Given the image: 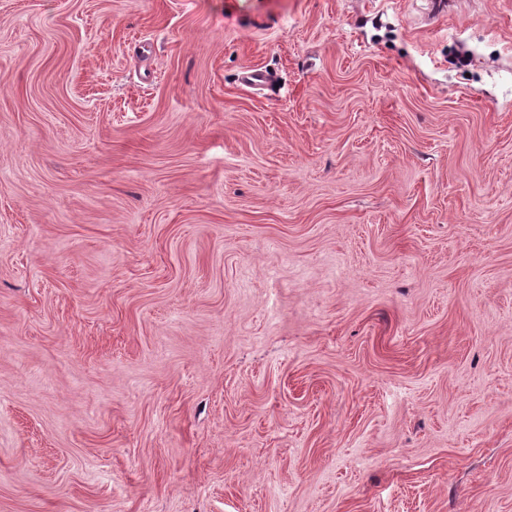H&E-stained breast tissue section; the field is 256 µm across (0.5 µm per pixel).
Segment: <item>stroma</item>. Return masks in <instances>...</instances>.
Listing matches in <instances>:
<instances>
[{"label": "stroma", "mask_w": 512, "mask_h": 512, "mask_svg": "<svg viewBox=\"0 0 512 512\" xmlns=\"http://www.w3.org/2000/svg\"><path fill=\"white\" fill-rule=\"evenodd\" d=\"M0 512H512V0H0Z\"/></svg>", "instance_id": "35a3bbf8"}]
</instances>
